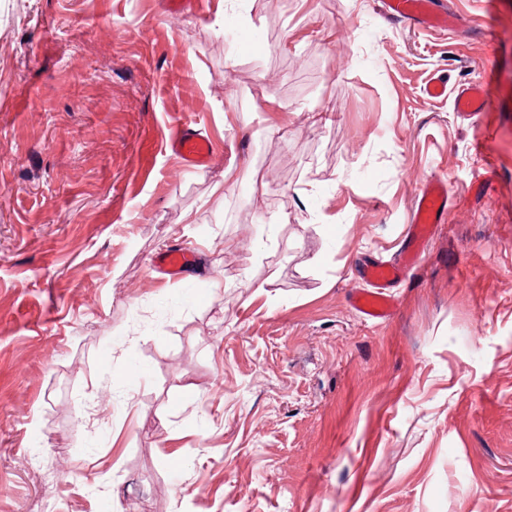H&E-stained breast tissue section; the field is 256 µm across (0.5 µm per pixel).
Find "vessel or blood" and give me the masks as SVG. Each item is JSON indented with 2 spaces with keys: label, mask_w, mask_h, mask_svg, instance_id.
Returning a JSON list of instances; mask_svg holds the SVG:
<instances>
[{
  "label": "vessel or blood",
  "mask_w": 512,
  "mask_h": 512,
  "mask_svg": "<svg viewBox=\"0 0 512 512\" xmlns=\"http://www.w3.org/2000/svg\"><path fill=\"white\" fill-rule=\"evenodd\" d=\"M381 3L385 13L396 18L422 21L433 28L448 25L447 18L431 13L429 0H381ZM483 100L481 86L473 84L458 91L455 104L458 111L475 117L480 113ZM166 146L190 169L205 167L213 153L210 139L187 125L179 126L171 133ZM448 200L447 178L430 176L422 181L415 196L413 219L405 232L398 260L366 268L364 277L370 284L369 289L349 296L350 304L365 319L383 321L393 314L395 301L387 289L418 266L426 253L432 228L445 220ZM187 262L186 250L172 248L156 254L153 266L156 270L175 276L182 272Z\"/></svg>",
  "instance_id": "obj_1"
}]
</instances>
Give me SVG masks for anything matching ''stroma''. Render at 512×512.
Listing matches in <instances>:
<instances>
[{
  "label": "stroma",
  "mask_w": 512,
  "mask_h": 512,
  "mask_svg": "<svg viewBox=\"0 0 512 512\" xmlns=\"http://www.w3.org/2000/svg\"><path fill=\"white\" fill-rule=\"evenodd\" d=\"M190 2L0 0V512H512V0ZM430 0H381L386 14L408 20L422 21L433 28L448 27V18L435 16L430 12ZM484 96L480 85L473 84L458 91L455 104L459 112L475 117L481 114ZM166 146L189 169L205 167L213 153L210 139L188 125H181L171 133ZM448 200L447 178L430 176L421 182L415 196L413 219L405 232L399 259L366 268L364 278L372 288L349 295L350 304L366 320L384 321L393 314L395 301L385 292V288L418 266L426 253L432 228L442 224L448 214ZM188 262L187 251L181 248H172L160 252L153 258V267L171 276L182 272Z\"/></svg>",
  "instance_id": "35a3bbf8"
}]
</instances>
